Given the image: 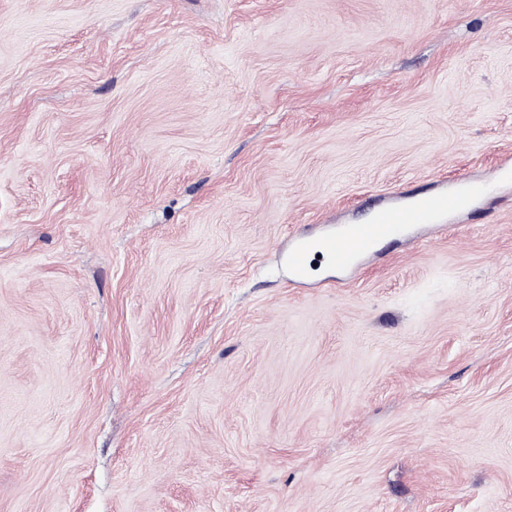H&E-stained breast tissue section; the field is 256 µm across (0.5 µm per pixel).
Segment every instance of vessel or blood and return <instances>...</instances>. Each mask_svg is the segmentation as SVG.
<instances>
[{
	"instance_id": "b4317fda",
	"label": "vessel or blood",
	"mask_w": 512,
	"mask_h": 512,
	"mask_svg": "<svg viewBox=\"0 0 512 512\" xmlns=\"http://www.w3.org/2000/svg\"><path fill=\"white\" fill-rule=\"evenodd\" d=\"M487 193L485 183L462 175L455 177L450 186L373 207L368 223L323 225L317 234L294 237L288 267L298 283L310 277L316 258L338 271H354L378 244L397 238L413 240L415 231L446 223L449 215L472 210Z\"/></svg>"
}]
</instances>
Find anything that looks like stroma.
<instances>
[{
  "instance_id": "stroma-1",
  "label": "stroma",
  "mask_w": 512,
  "mask_h": 512,
  "mask_svg": "<svg viewBox=\"0 0 512 512\" xmlns=\"http://www.w3.org/2000/svg\"><path fill=\"white\" fill-rule=\"evenodd\" d=\"M510 157L512 0H0V512H512ZM487 193L485 183L462 175L451 180L450 188L412 195L404 202L369 204L372 217L367 224H323L317 234L296 236L288 253L293 281L310 277L315 257L338 271L352 272L378 244L397 238L411 241L415 231L429 224H447L448 214L472 210Z\"/></svg>"
}]
</instances>
